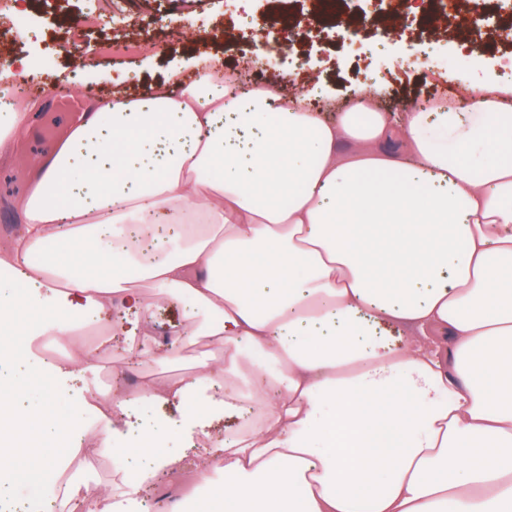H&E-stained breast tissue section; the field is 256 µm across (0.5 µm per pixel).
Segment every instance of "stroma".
<instances>
[{"label":"stroma","mask_w":512,"mask_h":512,"mask_svg":"<svg viewBox=\"0 0 512 512\" xmlns=\"http://www.w3.org/2000/svg\"><path fill=\"white\" fill-rule=\"evenodd\" d=\"M113 17L105 27L89 14L90 0H35L31 8H20L29 19L20 31L0 35V74L16 69L18 60L44 59L45 68L36 69L33 82L36 97L46 99L47 113L58 112L61 101L79 95L107 100L112 96L113 80H121L126 92L143 96L153 84L173 69L181 70L185 80L208 59H223L225 69L238 68L242 56L256 58L252 78L259 87L285 91L286 87L312 88L321 84V93L311 100L318 108L333 104L343 111L348 99L367 83L376 87L379 111L407 110L413 101L444 97L460 99L462 91L455 73L438 68V61L459 54V37L454 31L433 36L420 9L399 12L393 0H357L355 9H341V17H368L371 23L356 43L345 42L339 27L322 21L309 36L295 37L290 29L280 31L279 40L260 46L253 38L254 27L273 22L276 8L290 17L308 13L310 0H238L225 6L224 0H100ZM81 29H74L75 19ZM480 65L474 78L490 75L512 76L507 64L512 47L487 34L473 50ZM29 168L16 157L0 160V238L14 231L18 219L10 208L12 199L29 190ZM185 301L171 299L153 308L139 325L137 335L151 336L165 331L177 336L183 331ZM99 356L69 379L58 381L53 397L28 386L24 370L12 362L0 363V375L10 378L23 392L29 407H48L56 418L78 411L81 402H95L117 390L115 377L125 362L112 337L95 336ZM217 344L201 340L186 347L183 362L170 365L147 362L140 366L139 388H147L168 376L187 372L192 359L217 351ZM137 415L128 423H116V430L137 429ZM148 429L158 431L166 448L165 456L193 466L199 459L191 448L197 433L191 428L181 407L153 403Z\"/></svg>","instance_id":"obj_1"}]
</instances>
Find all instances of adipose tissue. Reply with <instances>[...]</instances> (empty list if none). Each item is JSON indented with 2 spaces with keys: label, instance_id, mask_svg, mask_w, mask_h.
<instances>
[{
  "label": "adipose tissue",
  "instance_id": "obj_1",
  "mask_svg": "<svg viewBox=\"0 0 512 512\" xmlns=\"http://www.w3.org/2000/svg\"><path fill=\"white\" fill-rule=\"evenodd\" d=\"M466 88L473 111L441 98L397 120L370 87L334 119L304 93L239 92L217 59L114 91L11 203L0 266L28 293L0 295V353L52 281L63 307L42 333L71 352L40 386L96 358L75 312L136 324L177 296L180 343L222 353L110 414L138 399L235 424L200 448L221 465L196 468L195 502L168 512H512V89ZM204 380L223 398L196 399ZM76 427L1 387L0 471L38 483ZM68 484L85 512H128L140 491Z\"/></svg>",
  "mask_w": 512,
  "mask_h": 512
}]
</instances>
